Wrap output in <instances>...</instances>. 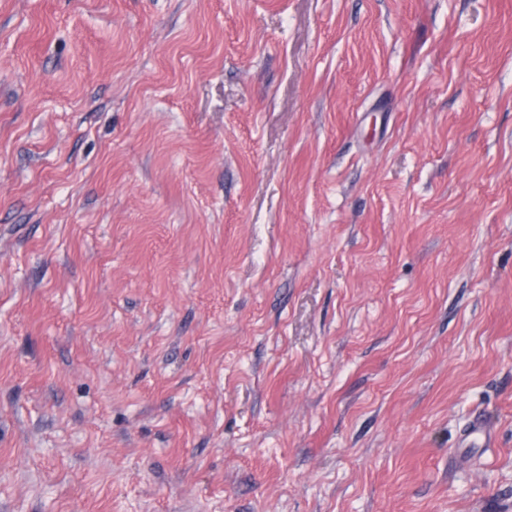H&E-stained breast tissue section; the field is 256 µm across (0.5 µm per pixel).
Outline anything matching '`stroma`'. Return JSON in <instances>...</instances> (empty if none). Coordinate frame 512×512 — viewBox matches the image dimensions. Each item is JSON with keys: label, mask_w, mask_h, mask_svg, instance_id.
Returning a JSON list of instances; mask_svg holds the SVG:
<instances>
[{"label": "stroma", "mask_w": 512, "mask_h": 512, "mask_svg": "<svg viewBox=\"0 0 512 512\" xmlns=\"http://www.w3.org/2000/svg\"><path fill=\"white\" fill-rule=\"evenodd\" d=\"M0 512H512V0H0Z\"/></svg>", "instance_id": "35a3bbf8"}]
</instances>
